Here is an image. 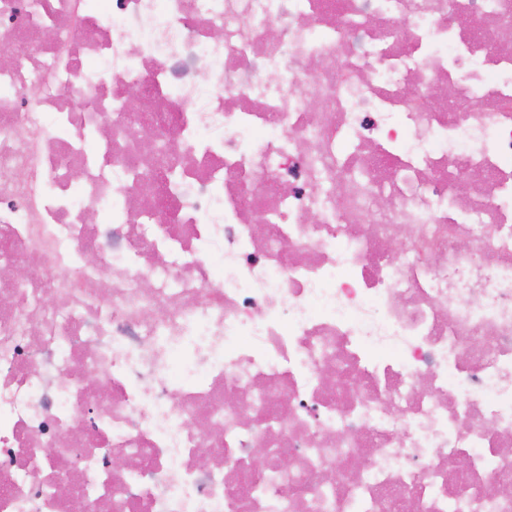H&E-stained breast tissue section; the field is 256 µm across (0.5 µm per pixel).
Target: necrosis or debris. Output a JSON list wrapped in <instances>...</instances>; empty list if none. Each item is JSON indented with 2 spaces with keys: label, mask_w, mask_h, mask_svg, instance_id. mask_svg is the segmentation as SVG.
<instances>
[{
  "label": "necrosis or debris",
  "mask_w": 512,
  "mask_h": 512,
  "mask_svg": "<svg viewBox=\"0 0 512 512\" xmlns=\"http://www.w3.org/2000/svg\"><path fill=\"white\" fill-rule=\"evenodd\" d=\"M28 2L0 512H512V0Z\"/></svg>",
  "instance_id": "4bbe7bcc"
}]
</instances>
